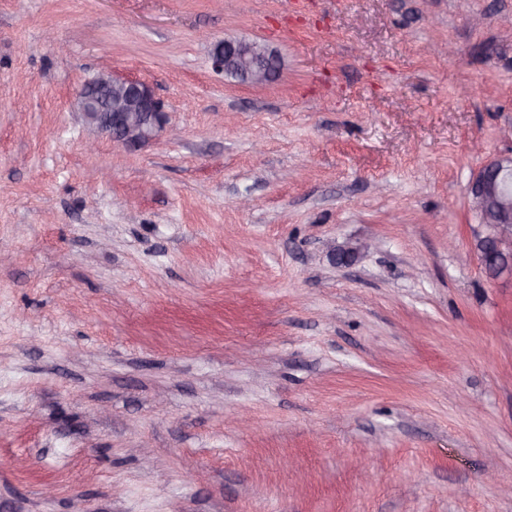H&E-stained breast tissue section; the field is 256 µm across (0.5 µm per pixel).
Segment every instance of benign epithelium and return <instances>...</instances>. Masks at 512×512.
<instances>
[{
    "instance_id": "7a95c632",
    "label": "benign epithelium",
    "mask_w": 512,
    "mask_h": 512,
    "mask_svg": "<svg viewBox=\"0 0 512 512\" xmlns=\"http://www.w3.org/2000/svg\"><path fill=\"white\" fill-rule=\"evenodd\" d=\"M212 68L240 82L263 85L282 67L278 53L262 41L226 38L211 53ZM89 125L126 148L152 141L167 121L153 88L138 79L101 73L76 95ZM472 211L484 227L475 242L481 264L493 276L512 271V153L485 163L469 187Z\"/></svg>"
}]
</instances>
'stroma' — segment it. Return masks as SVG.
I'll return each mask as SVG.
<instances>
[{"instance_id": "obj_1", "label": "stroma", "mask_w": 512, "mask_h": 512, "mask_svg": "<svg viewBox=\"0 0 512 512\" xmlns=\"http://www.w3.org/2000/svg\"><path fill=\"white\" fill-rule=\"evenodd\" d=\"M507 14L0 0V512H512V275L468 205ZM227 37L276 81L215 72ZM105 72L177 136L95 134ZM212 68L251 85L269 83L279 73L282 59L268 44L257 40L224 38L211 53Z\"/></svg>"}]
</instances>
